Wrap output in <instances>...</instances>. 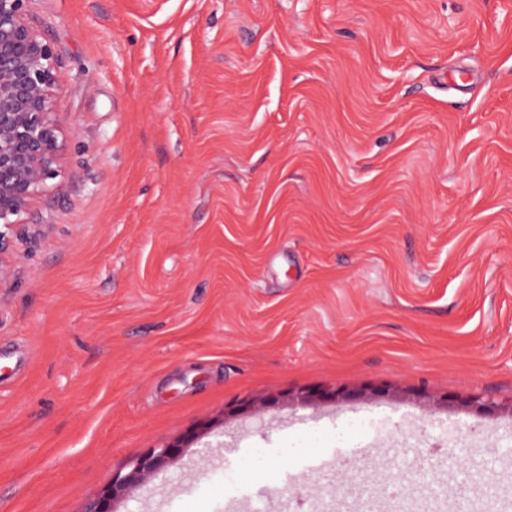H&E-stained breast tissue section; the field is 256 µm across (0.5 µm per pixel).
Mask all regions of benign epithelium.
Returning <instances> with one entry per match:
<instances>
[{"instance_id":"1","label":"benign epithelium","mask_w":512,"mask_h":512,"mask_svg":"<svg viewBox=\"0 0 512 512\" xmlns=\"http://www.w3.org/2000/svg\"><path fill=\"white\" fill-rule=\"evenodd\" d=\"M29 0H0V280L10 273L14 242L22 238L38 198L60 177L64 160L63 121L55 100L57 54L28 16ZM465 404L478 413L500 406L474 396ZM182 453L171 444L137 458L112 486L90 500L84 512H114L128 489L162 472Z\"/></svg>"}]
</instances>
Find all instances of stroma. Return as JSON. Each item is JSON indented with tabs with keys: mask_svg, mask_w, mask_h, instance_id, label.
Returning <instances> with one entry per match:
<instances>
[{
	"mask_svg": "<svg viewBox=\"0 0 512 512\" xmlns=\"http://www.w3.org/2000/svg\"><path fill=\"white\" fill-rule=\"evenodd\" d=\"M29 18L67 150L0 281V512H83L180 442L118 512H226L228 480L240 512H512V0ZM181 453L182 446L180 444L151 449L132 462L128 472L122 474V471H120L113 475L112 486L90 500L83 512H114V503L124 492L142 484L151 475L162 472L170 461L177 458Z\"/></svg>",
	"mask_w": 512,
	"mask_h": 512,
	"instance_id": "obj_1",
	"label": "stroma"
}]
</instances>
